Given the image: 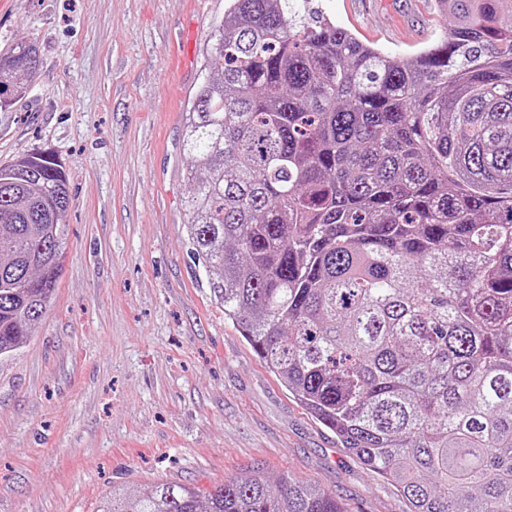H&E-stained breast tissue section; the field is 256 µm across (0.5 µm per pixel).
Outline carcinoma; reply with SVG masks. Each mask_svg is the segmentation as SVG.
<instances>
[{"mask_svg":"<svg viewBox=\"0 0 512 512\" xmlns=\"http://www.w3.org/2000/svg\"><path fill=\"white\" fill-rule=\"evenodd\" d=\"M314 0H227L184 113L187 232L270 372L408 512H512V8L437 0L443 39L390 58ZM39 56L0 58V104ZM67 175L0 165V355L51 303ZM96 512H347L254 466L112 488Z\"/></svg>","mask_w":512,"mask_h":512,"instance_id":"1","label":"carcinoma"}]
</instances>
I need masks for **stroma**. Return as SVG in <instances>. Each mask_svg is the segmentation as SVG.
<instances>
[{
	"instance_id": "obj_1",
	"label": "stroma",
	"mask_w": 512,
	"mask_h": 512,
	"mask_svg": "<svg viewBox=\"0 0 512 512\" xmlns=\"http://www.w3.org/2000/svg\"><path fill=\"white\" fill-rule=\"evenodd\" d=\"M225 0H0V54L33 41L0 108V163L52 152L70 203L58 288L0 356V512H95L120 486L211 487L254 465L347 512L400 493L293 400L216 304L191 254L183 113ZM388 55L434 43L436 0H317Z\"/></svg>"
}]
</instances>
